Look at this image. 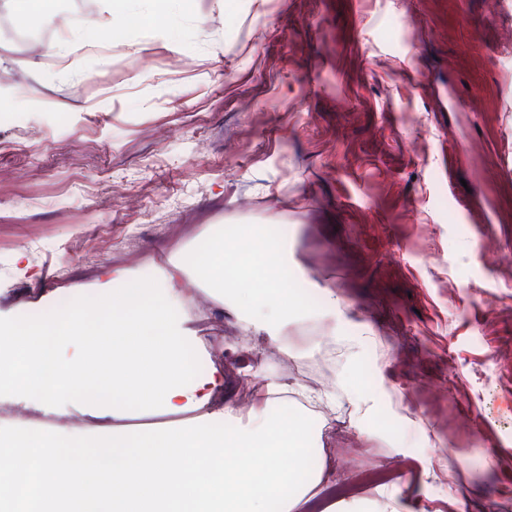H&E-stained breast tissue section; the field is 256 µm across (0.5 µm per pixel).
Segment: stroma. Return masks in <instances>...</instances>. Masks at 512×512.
<instances>
[{
  "label": "stroma",
  "mask_w": 512,
  "mask_h": 512,
  "mask_svg": "<svg viewBox=\"0 0 512 512\" xmlns=\"http://www.w3.org/2000/svg\"><path fill=\"white\" fill-rule=\"evenodd\" d=\"M0 72V321L267 225L289 288L336 316L273 342L183 280L203 367L246 411L268 376L337 387L344 363L304 375L334 344L380 401L371 440L350 409L314 421L343 484L299 512H512V0H130L119 29L109 0H0ZM21 420L100 419L0 390V433Z\"/></svg>",
  "instance_id": "1"
}]
</instances>
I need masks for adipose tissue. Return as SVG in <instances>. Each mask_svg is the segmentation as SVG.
Returning a JSON list of instances; mask_svg holds the SVG:
<instances>
[{
  "mask_svg": "<svg viewBox=\"0 0 512 512\" xmlns=\"http://www.w3.org/2000/svg\"><path fill=\"white\" fill-rule=\"evenodd\" d=\"M239 270L227 279L225 265ZM288 243L271 230L239 224L208 228L160 280L104 268L93 308L55 313L43 324L0 322V389L66 409L111 403L113 417L158 409L188 414L190 425L165 430L103 426L57 432L49 443L22 428L0 438L16 458L43 447L36 512H296L320 472L310 467L307 420L273 414L287 384L267 381L250 413L226 402L223 368L194 371L197 338L183 314L182 279L239 309L244 323L271 340L313 317L286 286Z\"/></svg>",
  "mask_w": 512,
  "mask_h": 512,
  "instance_id": "adipose-tissue-1",
  "label": "adipose tissue"
}]
</instances>
